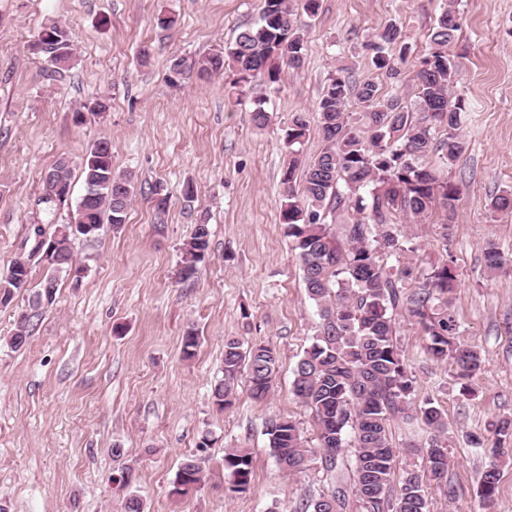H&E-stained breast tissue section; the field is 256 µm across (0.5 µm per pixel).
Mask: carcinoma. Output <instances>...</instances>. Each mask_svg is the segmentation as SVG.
<instances>
[{
	"label": "carcinoma",
	"instance_id": "1",
	"mask_svg": "<svg viewBox=\"0 0 512 512\" xmlns=\"http://www.w3.org/2000/svg\"><path fill=\"white\" fill-rule=\"evenodd\" d=\"M458 0H446L430 34V48L413 76L415 106L419 116L397 95L382 92L373 81L357 83L345 68L332 71L325 82L315 112L324 146L303 171L302 189H295L296 155L307 138L309 121L302 112L293 116L284 143L291 159L283 173L282 223L288 225L303 281L319 315V329L294 370L292 390L314 413L318 448L331 476L340 451L351 449L353 468L348 487L331 489L305 500L300 512H430L424 478L438 484L448 476L447 424L440 409L429 400L418 407L423 423L431 430L428 447L416 448L427 460L428 475L405 473L399 489L391 482L398 452L387 431L389 416L411 409L415 378L402 350L394 341V312L401 309L424 327L427 354L448 363L465 380L480 369V353L460 344L454 299L458 275L452 261L415 271L407 261L417 246L395 222L401 214L416 220L435 203L448 210L455 207L459 189L443 171L427 165L429 155L442 166L452 165L464 145L460 130L468 112L464 99L455 97L457 70L448 45L461 29ZM320 0H263L259 20L241 30L221 50L188 61L171 60L169 69L186 74L220 73L231 69L236 78L231 93L246 95L258 75L269 83L281 81L283 67H301L305 56L304 18L318 15ZM46 34L44 60L56 69L67 66L72 44L61 56L55 37L68 33L57 22L42 28ZM405 51L404 33L396 24L387 25L370 44L373 66L393 75L392 48ZM356 98L364 110L352 114L346 103ZM84 192L76 206L74 221L55 223L60 210L51 185L71 188L73 165L59 158L43 176L42 194L36 201L44 220L33 225L30 248L17 256L0 275V307L11 305L31 285L34 260L43 259L36 237L53 246L54 262L21 314L8 346L22 347L35 329L42 310L54 302L60 275H69L70 259L84 224H124L134 195L130 178L112 170V145L96 141L79 162ZM489 209L494 214L512 213V186L493 195ZM345 214L342 236H337L327 217ZM55 229L46 235L44 225ZM209 248V228L196 225L183 244V279L196 272ZM484 261L489 272L504 268L506 260L497 246L488 244ZM277 353L270 345L243 349L237 336L224 338L223 379L213 388L221 409L234 405L241 376H246L255 399L265 398L272 386ZM495 447H512V417L502 416L491 424ZM265 435L279 468L288 473L303 469L312 449L307 447L299 426L288 417L266 421ZM228 489L243 493L253 477V456L248 448H233L224 454ZM501 472L497 460L489 462L479 483L482 506L494 507ZM203 479V461L186 456L178 468L173 492L185 494L188 485Z\"/></svg>",
	"mask_w": 512,
	"mask_h": 512
}]
</instances>
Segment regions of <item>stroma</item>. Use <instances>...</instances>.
Listing matches in <instances>:
<instances>
[{
	"label": "stroma",
	"instance_id": "obj_1",
	"mask_svg": "<svg viewBox=\"0 0 512 512\" xmlns=\"http://www.w3.org/2000/svg\"><path fill=\"white\" fill-rule=\"evenodd\" d=\"M261 7L262 0H0V272L23 252L43 175L60 156L80 159L108 139L114 171L135 186L125 224L77 246L80 283L60 277L53 306L22 348L6 340L27 296L0 308V504L9 512H125L132 494L144 512H296L327 486L320 454L300 471L281 472L265 433L268 418L288 417L318 444L311 410L291 392L319 316L280 221L283 137L293 114L305 113L312 126L301 160L319 154L314 109L339 66L414 101L412 77L443 0H321L301 68L284 70L275 85L256 80L240 101L224 92L229 70L170 81L172 58H199L233 41ZM459 10L448 53L458 66L454 92L469 112L466 148L447 177L461 193L455 214L436 206L406 229L417 268L453 261L460 341L482 357L469 380L473 397L461 394L450 365L428 359L422 327L396 317L413 399L433 400L448 424L455 495L428 483L431 512H481L477 486L494 440L475 448L467 436L512 416V265L492 277L483 262L492 242L512 258V215L488 208L512 185V0H461ZM161 14L174 18L171 29L157 27ZM52 20L75 47L59 72L28 48ZM391 23L410 45L393 78L373 67L367 48ZM97 96L108 98V112L76 123ZM258 100L270 115L262 129L251 118ZM158 184L170 195L161 216L149 192ZM187 184L196 190L190 204L181 195ZM201 221L210 229L208 255L185 281L181 247ZM190 330L198 346L188 359ZM228 336L271 345L279 366L265 399H253L243 380L235 405L221 410L212 389L223 377ZM389 431L399 452L394 481L424 470L425 426L395 417ZM240 447L251 450L254 475L247 492L233 493L224 452ZM191 454L203 458L204 479L173 494Z\"/></svg>",
	"mask_w": 512,
	"mask_h": 512
}]
</instances>
